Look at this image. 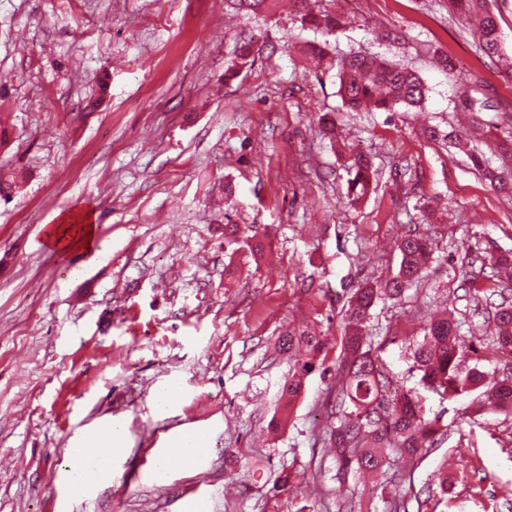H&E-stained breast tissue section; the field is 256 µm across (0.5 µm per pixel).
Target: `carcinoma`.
I'll list each match as a JSON object with an SVG mask.
<instances>
[{
  "label": "carcinoma",
  "instance_id": "carcinoma-1",
  "mask_svg": "<svg viewBox=\"0 0 512 512\" xmlns=\"http://www.w3.org/2000/svg\"><path fill=\"white\" fill-rule=\"evenodd\" d=\"M277 0H224L226 7L261 15ZM300 15L302 28L324 37L333 36L341 29V18L332 10L308 5L309 0H290ZM452 9L464 16H480L481 42L479 47L488 58L500 50L498 24L495 13L486 6V0H448ZM256 37L253 34L237 36L235 59L226 73L233 75L236 67L248 64ZM338 94L350 110L364 108L394 112L399 108L421 106L427 88L421 78L408 67L391 63L375 56L348 53L336 58ZM473 165L482 170L490 182H499L503 192L509 186L502 183L490 166V159L470 154ZM347 197L352 202L363 199L372 186V164L359 152L346 158ZM400 263L397 273L379 285L365 283L352 292L345 311L344 336L339 355L338 371L345 384L336 401L332 402L325 436L334 449L336 479L345 482L349 477L370 474L377 483L388 482L387 464L392 453L407 457H422L430 453L444 439L446 431L437 419L426 417L421 398L413 390L398 394L391 391L389 373L379 357L373 353L365 323L381 297L399 301L405 292L419 282L431 261L432 240L415 229H409L397 242ZM494 268L512 265V253L486 251L468 262V266ZM497 349L512 356V303L507 298L494 306L491 312ZM459 322L443 315L428 320L423 326V340L413 347L414 368L420 372L422 386L441 397L463 395L480 391V397L491 401L492 412L512 413V377L486 381L485 372L478 366L462 369V351L458 347ZM279 350L294 353L289 361L288 374L281 386L285 399L279 424L286 426L292 406L301 396L305 380L316 370L327 373L319 357L327 348L322 337L309 329L288 324L278 336ZM293 472L281 473L272 482L269 492L278 497L292 490Z\"/></svg>",
  "mask_w": 512,
  "mask_h": 512
}]
</instances>
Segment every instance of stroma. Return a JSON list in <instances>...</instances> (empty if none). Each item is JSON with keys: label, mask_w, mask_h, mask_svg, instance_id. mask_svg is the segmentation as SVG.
<instances>
[{"label": "stroma", "mask_w": 512, "mask_h": 512, "mask_svg": "<svg viewBox=\"0 0 512 512\" xmlns=\"http://www.w3.org/2000/svg\"><path fill=\"white\" fill-rule=\"evenodd\" d=\"M344 20L330 44L411 65L427 87L418 112H350L337 69L307 55L313 32L287 5L257 17L224 0H0V179L19 193L0 203V512H387L388 493L362 478L338 482L323 441L343 306L359 285L395 273L396 237L410 224L436 241L423 280L383 300L366 330L391 378L417 390L445 440L411 461L394 454L393 490L437 489V512H512V417L476 413L468 395L420 388L410 347L437 310L454 309L467 365L489 378L512 360L494 349L486 300L512 280L463 284L466 252L512 251V196L493 190L443 134L497 157L512 135V0H497L500 55L485 62L465 17L448 0H319ZM259 35L251 66L224 72L242 31ZM455 58L448 76L440 55ZM492 103L473 129L458 111L474 76ZM336 123L325 136L321 115ZM370 155L373 189L346 198L348 150ZM92 211L108 254L59 260L46 227L79 204ZM435 219L420 224L423 205ZM238 224L266 245L253 260ZM236 273L225 278L224 267ZM308 324L327 342L273 441L288 361L274 341ZM180 392L154 410L166 385ZM124 427L129 449L111 476L81 488L70 448L99 425ZM203 430L193 466L167 457L170 440ZM164 477H157L158 464ZM293 495L269 498L282 470Z\"/></svg>", "instance_id": "stroma-1"}]
</instances>
